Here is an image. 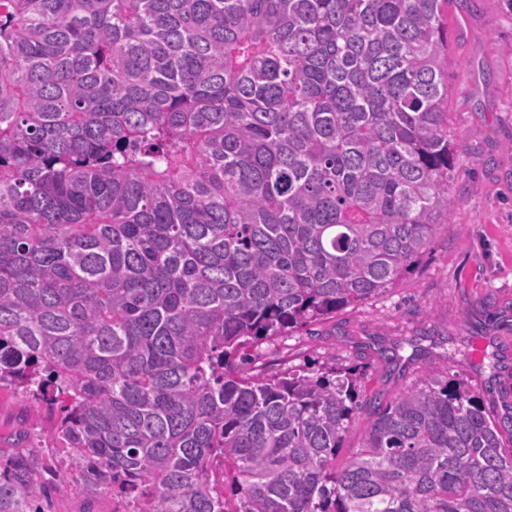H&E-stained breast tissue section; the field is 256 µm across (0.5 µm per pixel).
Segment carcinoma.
<instances>
[{
	"instance_id": "obj_1",
	"label": "carcinoma",
	"mask_w": 512,
	"mask_h": 512,
	"mask_svg": "<svg viewBox=\"0 0 512 512\" xmlns=\"http://www.w3.org/2000/svg\"><path fill=\"white\" fill-rule=\"evenodd\" d=\"M450 0H0V512H512V417L448 360L363 395L236 359L389 289L448 223ZM32 404L28 399L13 389L0 390V436L3 443L12 440L24 428L38 433L48 428V421L36 416ZM38 425V426H36ZM88 505L78 490L72 486L65 484L59 487L53 497V509L51 512H83Z\"/></svg>"
}]
</instances>
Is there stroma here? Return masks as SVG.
<instances>
[{"instance_id":"1","label":"stroma","mask_w":512,"mask_h":512,"mask_svg":"<svg viewBox=\"0 0 512 512\" xmlns=\"http://www.w3.org/2000/svg\"><path fill=\"white\" fill-rule=\"evenodd\" d=\"M449 110L457 164L449 222L391 289L335 318L252 349V366L275 369L335 357L366 369L368 391L390 398L415 382L428 356H450L451 373L495 417L512 415V16L502 0L448 6ZM400 359L381 363L379 343ZM28 399L0 390V439L47 429Z\"/></svg>"}]
</instances>
